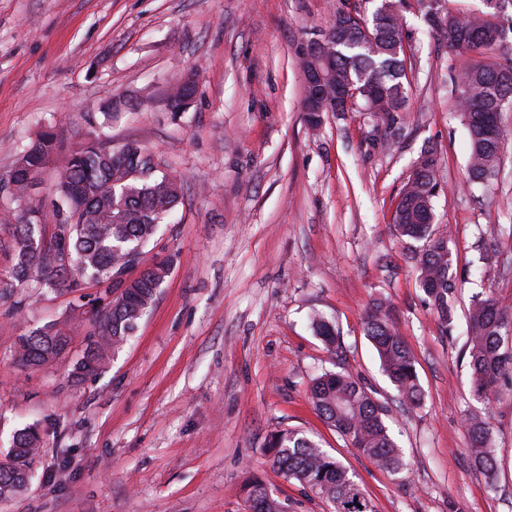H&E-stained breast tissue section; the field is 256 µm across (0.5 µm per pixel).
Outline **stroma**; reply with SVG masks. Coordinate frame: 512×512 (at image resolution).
Instances as JSON below:
<instances>
[{
	"instance_id": "35a3bbf8",
	"label": "stroma",
	"mask_w": 512,
	"mask_h": 512,
	"mask_svg": "<svg viewBox=\"0 0 512 512\" xmlns=\"http://www.w3.org/2000/svg\"><path fill=\"white\" fill-rule=\"evenodd\" d=\"M338 0H0V175L47 128L57 146L26 201L0 190V212L38 211L55 231L59 172L94 139L90 114L110 100L113 148L134 142L179 175L182 199L145 246L172 270L134 336L97 376H72L99 288L47 293L29 280L0 296V460L17 430L39 426L31 486L0 512H247L261 482L288 512H331L273 462L269 441L294 429L348 467L374 512H512V383L489 406L496 481L474 468L465 313L474 295L512 316V138L488 187H466L469 139L452 78L462 57L439 45L419 9L406 12L412 62L402 132L370 112H327L312 127L295 48L327 30ZM194 72L191 107L170 85ZM428 146L444 191L438 230L463 276L443 330L405 260L393 208ZM501 233L483 275L481 231ZM387 297L410 348L422 400L401 404L363 321ZM322 314L342 348L311 327ZM58 324L69 353L32 369L19 336ZM358 378L387 412L407 468L393 474L314 410L311 379Z\"/></svg>"
}]
</instances>
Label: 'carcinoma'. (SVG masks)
Returning a JSON list of instances; mask_svg holds the SVG:
<instances>
[{"label": "carcinoma", "instance_id": "cac0c4a2", "mask_svg": "<svg viewBox=\"0 0 512 512\" xmlns=\"http://www.w3.org/2000/svg\"><path fill=\"white\" fill-rule=\"evenodd\" d=\"M371 9L351 14L357 5L340 0L332 27L346 32L336 48V81L368 85L375 98L358 95L355 106L381 112L387 123L398 122L407 109L410 80L405 31L404 0H368ZM441 22L430 25L448 48L466 57V64L453 77L456 104L467 122L470 155L466 184L487 187L500 161L503 140L500 110L512 106V68L503 67L496 56L512 50V24H504L495 12L484 8L467 14L437 5ZM56 147L53 130L17 154L0 189L14 198L27 195V176L38 175ZM143 149L128 142L119 150L103 140L91 141L73 152L60 172L55 187L56 233L53 244L43 239V224L30 210L14 225L12 264L0 277V295L36 273L47 292L72 290L90 280L104 288L106 298L93 308V331L86 338L82 357L92 371L104 368L109 354L123 347L139 321L154 303L158 289L170 274L167 261L146 262L143 249L159 224L180 203L182 182L172 174L150 173L128 177V170L141 162ZM434 148L421 152L411 177L402 188L392 213L397 235L410 241L406 258L416 273L418 287L443 326L452 323L451 298L459 276L450 249L443 245L445 233L434 224V199L440 187ZM67 253L65 264L59 254ZM134 256L141 269L134 278L121 280L124 260ZM466 347L471 369V393L485 403L495 387L512 370V318L496 301L479 294L472 297L467 316ZM365 333L374 344L381 367L395 385L401 402L416 406L422 391L411 350L397 331L391 305L378 299L367 310ZM315 335L329 347L340 336L329 320L312 321ZM69 336L55 324L34 329L19 337L17 361L39 367L56 359L58 342ZM312 405L323 420L348 437L355 448L377 466L392 473L405 469V461L386 426L383 407L366 387L344 371H325L311 380ZM471 457L475 467L489 479L496 478V457L489 446L488 414L468 418ZM40 436L26 426L13 439L6 461L0 462V500L11 499L33 479ZM274 463L285 478L308 486L330 503L334 512H373L370 500L347 468L320 444L299 431L282 429L272 435ZM254 512H286L284 503L257 482L248 491Z\"/></svg>", "mask_w": 512, "mask_h": 512}]
</instances>
